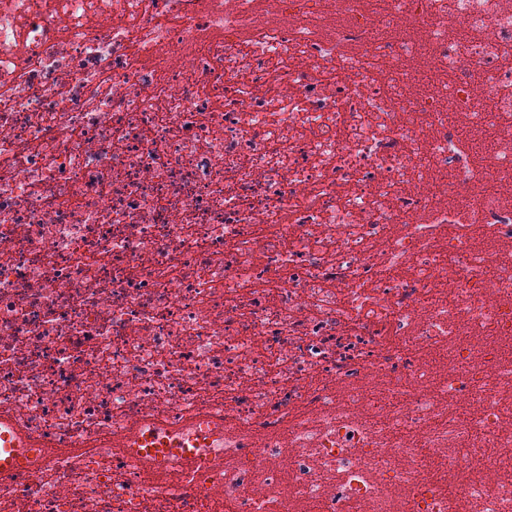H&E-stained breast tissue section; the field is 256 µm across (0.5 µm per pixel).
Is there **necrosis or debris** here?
<instances>
[{
  "label": "necrosis or debris",
  "mask_w": 512,
  "mask_h": 512,
  "mask_svg": "<svg viewBox=\"0 0 512 512\" xmlns=\"http://www.w3.org/2000/svg\"><path fill=\"white\" fill-rule=\"evenodd\" d=\"M1 412L0 512H512V0H0ZM0 436L4 441V447H0L1 479H8L17 471L37 464L38 453L33 443L22 437L13 424L3 417H0ZM132 441L133 446L136 448L149 446L148 450L152 456L161 457L170 452H178L186 458L193 457L187 450L179 449L181 446L169 440L166 432L157 426L146 425L140 428Z\"/></svg>",
  "instance_id": "4bbe7bcc"
}]
</instances>
